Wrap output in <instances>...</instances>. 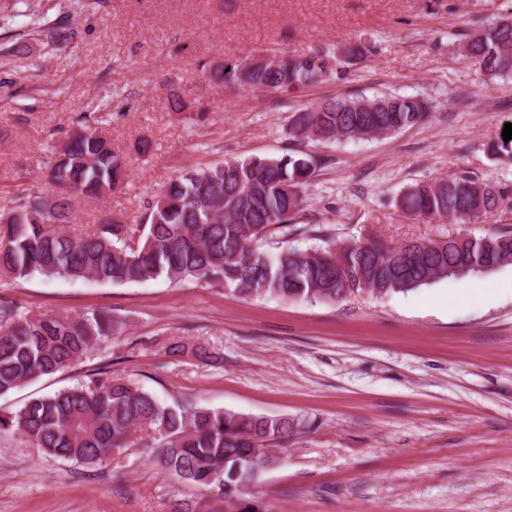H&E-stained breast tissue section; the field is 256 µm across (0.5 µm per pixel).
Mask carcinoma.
Returning <instances> with one entry per match:
<instances>
[{
	"mask_svg": "<svg viewBox=\"0 0 512 512\" xmlns=\"http://www.w3.org/2000/svg\"><path fill=\"white\" fill-rule=\"evenodd\" d=\"M370 44H351L330 56L273 53L272 65L228 60L211 71L227 88L294 90L323 80L333 64L354 65ZM465 59L491 77L512 73V17L468 36ZM430 103L417 96L336 97L296 112L288 135L299 141H356L396 132L424 121ZM51 146L50 192L33 191L0 213V275L16 281L46 279L127 284L163 277L221 286L242 298L271 297L334 302L352 293H406L448 278L482 276L512 265V231L419 239L397 246L368 239L336 243L324 228L294 220L299 188L315 171L312 160L250 157L201 167L172 179L152 203L143 224H101L80 235L66 233L72 196L104 198L126 181L124 157L94 124ZM497 185L474 176H448L403 188L396 206L405 214L465 223L493 213ZM320 233L326 246L301 250L289 240ZM123 323L105 312L77 319L27 314L0 303V396L52 375L119 336ZM301 421L195 404L169 406L138 385L104 370L86 383L34 397L0 414V433L19 434L49 457L94 467L137 443L151 430L154 459L180 481L203 488L219 505L261 512L245 498L256 470L270 461L255 456L253 440L265 436L282 446Z\"/></svg>",
	"mask_w": 512,
	"mask_h": 512,
	"instance_id": "carcinoma-1",
	"label": "carcinoma"
}]
</instances>
